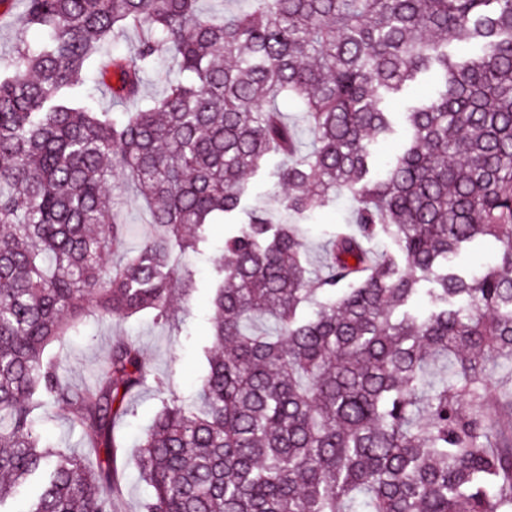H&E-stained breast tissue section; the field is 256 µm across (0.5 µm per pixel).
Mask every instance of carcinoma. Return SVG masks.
I'll use <instances>...</instances> for the list:
<instances>
[{
	"label": "carcinoma",
	"instance_id": "cac0c4a2",
	"mask_svg": "<svg viewBox=\"0 0 512 512\" xmlns=\"http://www.w3.org/2000/svg\"><path fill=\"white\" fill-rule=\"evenodd\" d=\"M198 2L21 0L48 39L0 58V507L35 484L27 512H123L112 429L160 382L133 340L78 388L49 349L88 317L169 321L174 282L194 286L185 259L230 218L201 408L162 402L134 458L140 512H512V433L489 394L496 368L512 372V0H242L218 17ZM129 27L139 41L103 74L112 99L140 101L163 58L175 76L99 112L85 70ZM421 77L435 91L379 169L388 105ZM270 155L286 159L276 223L244 205ZM118 172L153 231L114 264ZM338 191L353 229L316 270L298 223ZM488 238L492 265L454 263ZM49 405L78 409L93 458L36 430Z\"/></svg>",
	"mask_w": 512,
	"mask_h": 512
}]
</instances>
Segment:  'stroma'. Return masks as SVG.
<instances>
[{
	"mask_svg": "<svg viewBox=\"0 0 512 512\" xmlns=\"http://www.w3.org/2000/svg\"><path fill=\"white\" fill-rule=\"evenodd\" d=\"M351 200L336 196L326 207L302 221L306 254L312 266H319L324 244L333 233L350 221ZM122 218L128 227L124 248L115 252L113 261L135 250L147 234V211L133 186L123 188ZM230 224H216L208 230V241L191 261L195 288L188 296L175 321L162 325L151 314L142 313L127 319L101 322L88 319L77 334L68 336L64 346H52L53 354L62 359L61 376L71 386L90 383L99 364L118 338L136 341L151 364L154 374L164 384L163 392L148 389L132 401V411L115 425L122 448L121 456H133L136 441L147 429L164 399L194 396L206 372L203 350L210 344L212 307L210 296L216 281L215 261L225 234L233 232Z\"/></svg>",
	"mask_w": 512,
	"mask_h": 512,
	"instance_id": "1",
	"label": "stroma"
}]
</instances>
